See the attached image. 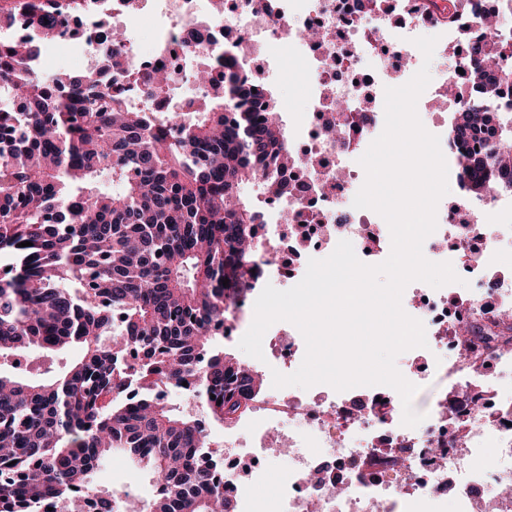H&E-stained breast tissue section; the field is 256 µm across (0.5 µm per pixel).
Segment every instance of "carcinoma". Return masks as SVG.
Wrapping results in <instances>:
<instances>
[{
    "mask_svg": "<svg viewBox=\"0 0 512 512\" xmlns=\"http://www.w3.org/2000/svg\"><path fill=\"white\" fill-rule=\"evenodd\" d=\"M0 29L22 10L32 33L0 41V81L16 109L0 110V252L20 259L0 272V361L28 350L47 357L44 378L0 367V512H121L117 492L95 483L119 453L151 475L160 492L142 512H234L215 473L206 425L244 413L261 379L215 344L224 325L222 280H239L259 257V202L238 193L261 165L285 164L288 133L268 91L264 117L246 71H196L223 93L200 111L140 112L112 86L124 34L93 47L99 69L41 76L38 62L60 17L80 0H5ZM495 52L512 53V27L495 28ZM471 83L498 88L463 100L449 135L496 130L491 159L454 157L464 191L512 195V67L476 46ZM171 80L147 76L149 98ZM31 245L21 247L19 243ZM78 344V360L52 356ZM192 380L203 416L157 395ZM139 396L129 403L127 391Z\"/></svg>",
    "mask_w": 512,
    "mask_h": 512,
    "instance_id": "cac0c4a2",
    "label": "carcinoma"
}]
</instances>
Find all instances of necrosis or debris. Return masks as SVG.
Returning <instances> with one entry per match:
<instances>
[{"label": "necrosis or debris", "mask_w": 512, "mask_h": 512, "mask_svg": "<svg viewBox=\"0 0 512 512\" xmlns=\"http://www.w3.org/2000/svg\"><path fill=\"white\" fill-rule=\"evenodd\" d=\"M490 0H455L445 52L454 65L427 91L425 105L458 107L445 99L449 86L464 82L469 51L463 43L490 39L475 16ZM150 21L153 45L143 55L137 35ZM428 12L384 0L371 13L357 0H89L79 15L66 16L55 42H80L84 51L111 29L126 31L122 96L154 112L194 111L203 88L194 74L200 61L233 51L241 62L259 61L264 76L278 74V53L302 61L307 80L305 108L296 119L287 171L293 196H267L259 233L269 256L248 274V286L232 297L245 314L252 289L296 278L317 252L331 254L339 241L357 245L368 264L390 254V231L379 215L353 200L365 177L355 160L384 128V89L405 84L421 56L413 40L432 26ZM316 29L319 40L289 38L292 30ZM162 66L174 77L167 101L146 100V76ZM498 198L460 195L440 215L423 244L425 257L446 262L466 253L471 296L453 303L421 281L402 296L404 311L425 326L427 345L406 351L403 376L425 386L422 364L448 379L446 391L428 404L416 427L402 423L398 393L387 386L335 391L266 388L249 401L242 418L225 425L224 494L235 512H260L272 500L275 512H421L452 495L454 512H512V345L490 344L463 333V325L500 322L512 311V225L491 224ZM266 360L295 372L305 341L293 326H278L264 338ZM288 453V471L268 491L266 464L277 445Z\"/></svg>", "instance_id": "4bbe7bcc"}]
</instances>
